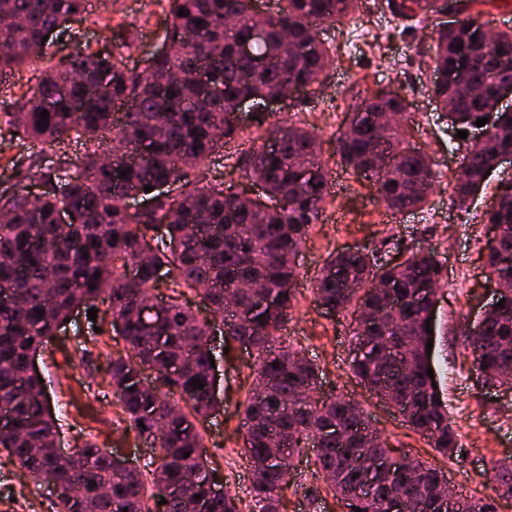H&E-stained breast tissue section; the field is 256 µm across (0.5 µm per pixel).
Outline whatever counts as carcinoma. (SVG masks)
<instances>
[{
    "mask_svg": "<svg viewBox=\"0 0 512 512\" xmlns=\"http://www.w3.org/2000/svg\"><path fill=\"white\" fill-rule=\"evenodd\" d=\"M167 2L170 50L156 56L152 72L144 75L112 60L109 52L79 43L66 26L87 11L89 0H0V19L21 21L0 45L1 79L33 62L46 35L79 44L41 71L21 94L18 109L7 113L10 139L84 148L81 158L66 157L49 173L22 156L9 161L16 184L36 181L44 191L35 213L25 193L0 194V211L9 213L0 220V296L19 299L12 308H0V409L10 416L0 428V448L55 496V512H195L197 494L209 499L208 512H240L229 495L211 496L219 482L199 453V425L219 408L209 361L216 356L212 336L218 331L224 344L248 343L258 352L252 395L243 409L244 453L252 463L251 496L258 512H280L279 492L290 478L289 466L268 446L274 432L286 436L290 458L314 441L325 485L340 502L353 499L352 512H390L398 492L407 497L410 512H448L432 496L444 473L419 460L401 483L377 475L355 497L363 472L351 454L361 444L363 411L351 400L313 397L316 368L297 350L278 344L276 334L296 298L292 258L330 190L313 133L278 121L269 129L276 147H262L246 162V178L280 200L277 210L247 206L237 193L208 182L205 171L197 176L201 187L182 182L186 167L197 168L213 154L216 136L226 144L238 136L240 128L225 123L224 114L240 99L277 98L289 84L306 90L320 84L332 58L313 30L348 18L359 0H280L274 15L256 14L251 0ZM472 2L386 0L389 12L409 25L431 24L433 80L427 92L436 108L444 112L453 105L459 130L484 117L492 126L481 144L466 148L454 176L450 200L459 209L469 208L488 182L485 173L512 150V112L499 109L496 93L512 82V29L485 40L483 26L465 15ZM444 14L461 15L463 22H443ZM258 28L262 37L255 41ZM103 29L113 48L130 47L121 26L107 22ZM285 31L306 53L283 54ZM241 36L253 40L252 55L239 53ZM202 68L210 73L204 83L197 78ZM408 106L400 92L382 89L362 101L357 124L337 139L341 160L372 181L385 209L400 214L424 208L434 182L429 157L402 146L394 125L378 122L386 113L402 115ZM119 107L126 108L125 143L107 166L101 137ZM44 110L49 116L39 126ZM301 157L307 163L303 175L296 165ZM161 182L173 185L175 195L157 198L146 214L126 210L128 196ZM63 212L72 217L65 227L58 224ZM481 223L498 230L487 243L486 266L507 297L503 307L484 314L474 366L484 384L497 387L502 375L512 373V179L500 181ZM155 224L165 226L164 235L149 234ZM375 253L331 255L315 280V298L337 314L352 307L359 312L352 330L354 376L387 401L411 404L404 413L409 427L452 458L457 434L427 374L426 321L433 319L435 304L431 293L420 292L430 282L440 283L441 262L434 252L419 251L390 267L376 264ZM202 281L213 285L206 295L217 316L211 325L180 302L179 289L193 291ZM162 282L173 291L163 314L144 313L143 303ZM255 291L266 298L262 309L244 322L224 318L226 295L249 308ZM390 295L398 300L399 329L384 314ZM79 307L98 309L89 329L108 324L128 345L126 356L110 358L107 365L129 427L159 449L146 472L134 463L114 467L110 452L94 445L75 451L73 462L57 453L60 433L45 386L29 365ZM146 368L156 373L151 382L142 376ZM195 380L203 389L191 385ZM491 471L497 495L512 497V460L496 462Z\"/></svg>",
    "mask_w": 512,
    "mask_h": 512,
    "instance_id": "cac0c4a2",
    "label": "carcinoma"
}]
</instances>
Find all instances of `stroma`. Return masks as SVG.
I'll list each match as a JSON object with an SVG mask.
<instances>
[{"mask_svg":"<svg viewBox=\"0 0 512 512\" xmlns=\"http://www.w3.org/2000/svg\"><path fill=\"white\" fill-rule=\"evenodd\" d=\"M167 8L166 0H118L110 14L104 0H91L88 15L74 17L71 25L82 41L104 50L108 44L100 19L111 16L113 23L123 24L137 39L131 49L116 54V61L140 71L164 41ZM353 29L361 31L363 39L351 46L347 40ZM429 35L426 28L405 30L403 22L382 9L381 0H363L360 10L344 21L321 25V40L337 50L335 63L321 86L289 101L282 115L317 135L331 189L295 259L299 277L294 309L277 337L281 345L297 349L317 367L322 396L359 402L368 422L395 455L424 461L443 471L462 493L494 500L496 512H512V498L496 496L489 480L492 462L512 459V396L476 385L473 355L464 334L466 326L479 320L488 298L485 247L489 234L481 214L493 205L500 179L512 173L500 170L469 211L452 206L449 195L461 155L452 151L454 131L447 120L438 118L426 91L431 78ZM71 50L70 43L50 41L39 58L0 84V117L16 108L22 90L35 75ZM389 87L401 89L410 103L398 123L403 145L427 154L435 173L423 210L396 215L377 202L372 182L342 165L336 153V139L352 122L360 103L375 90ZM267 138L265 126L247 120L237 140L215 151L209 179L242 190L247 185L244 161ZM375 248L401 260L414 252L432 251L442 262L432 366L448 419L458 433L459 456L448 458L435 451L408 427L401 413L353 377V316H330L315 300L314 280L330 255ZM86 324L84 309H76L36 358L50 411H57L59 403L67 405L60 417L61 447L68 452L89 442L145 465L157 451L127 429L106 371L107 357L125 355V343L111 331L99 336L83 333ZM256 359V350L236 345L220 359L218 394L223 405L201 426L202 453L242 512L254 508L242 410L253 386ZM315 457L309 444L294 457L290 484L281 493V512H344L323 483ZM4 473L15 475L16 480L0 479V512H53L52 495L0 448V476Z\"/></svg>","mask_w":512,"mask_h":512,"instance_id":"35a3bbf8","label":"stroma"}]
</instances>
